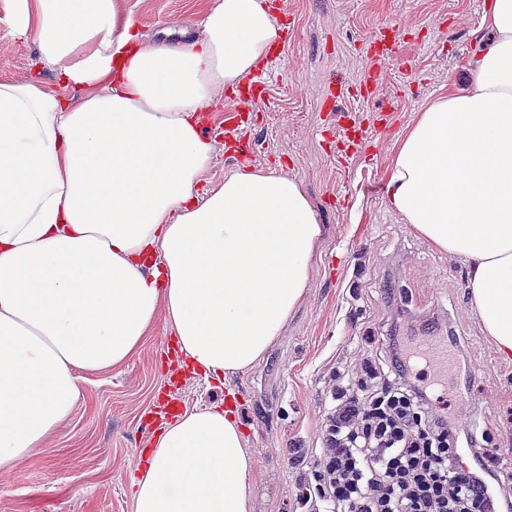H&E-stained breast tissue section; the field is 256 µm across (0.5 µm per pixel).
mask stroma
<instances>
[{
    "mask_svg": "<svg viewBox=\"0 0 512 512\" xmlns=\"http://www.w3.org/2000/svg\"><path fill=\"white\" fill-rule=\"evenodd\" d=\"M290 12L288 43L258 68L263 99L245 115L256 163L300 179L324 235L306 300L264 358L223 381L181 367L164 321L132 358L84 374L81 397L60 436L0 478V512H132L138 451L153 437L158 407L224 404L234 395L254 461L252 512H306L302 485L321 445L337 377L372 354L367 337L396 326L440 327L461 340L468 383L452 409L512 449V362L503 361L470 304L469 268L450 260L390 210L380 184L396 141L441 86L458 78L477 47L485 0H272ZM212 0H125L149 36L199 28ZM0 0V82L33 77L55 87L33 39L13 37ZM378 78H371V71ZM361 125L360 153L342 158L336 113Z\"/></svg>",
    "mask_w": 512,
    "mask_h": 512,
    "instance_id": "35a3bbf8",
    "label": "stroma"
}]
</instances>
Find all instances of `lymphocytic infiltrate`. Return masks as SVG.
<instances>
[{
	"instance_id": "f902f5d3",
	"label": "lymphocytic infiltrate",
	"mask_w": 512,
	"mask_h": 512,
	"mask_svg": "<svg viewBox=\"0 0 512 512\" xmlns=\"http://www.w3.org/2000/svg\"><path fill=\"white\" fill-rule=\"evenodd\" d=\"M416 337L362 360L358 392L337 387L302 499L325 512H512V471L485 434L441 406Z\"/></svg>"
}]
</instances>
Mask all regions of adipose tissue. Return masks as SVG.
<instances>
[{
	"instance_id": "adipose-tissue-1",
	"label": "adipose tissue",
	"mask_w": 512,
	"mask_h": 512,
	"mask_svg": "<svg viewBox=\"0 0 512 512\" xmlns=\"http://www.w3.org/2000/svg\"><path fill=\"white\" fill-rule=\"evenodd\" d=\"M7 23L56 86L0 82L1 476L59 434L77 371L125 363L157 319L205 377L261 361L323 237L294 176L199 187L216 151L203 114L280 43L269 0H214L188 39L146 38L122 0H10ZM481 28L398 140L388 204L469 263L481 329L512 361V0H487ZM253 482L234 405H196L152 439L132 508L252 512Z\"/></svg>"
}]
</instances>
